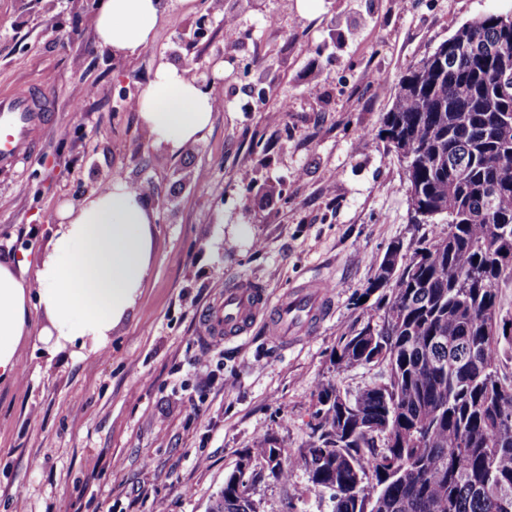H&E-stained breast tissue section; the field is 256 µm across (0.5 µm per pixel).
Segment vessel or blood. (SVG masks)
I'll return each instance as SVG.
<instances>
[{
	"mask_svg": "<svg viewBox=\"0 0 512 512\" xmlns=\"http://www.w3.org/2000/svg\"><path fill=\"white\" fill-rule=\"evenodd\" d=\"M51 104L44 89L31 85L0 93V170L16 167L32 151L50 118ZM332 297L316 280L271 299L267 290L254 282L239 280L225 288L223 299L207 313L209 331L233 340L265 320L271 340L282 342L283 332L317 328L329 315Z\"/></svg>",
	"mask_w": 512,
	"mask_h": 512,
	"instance_id": "b4317fda",
	"label": "vessel or blood"
}]
</instances>
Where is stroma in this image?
<instances>
[{
  "label": "stroma",
  "mask_w": 512,
  "mask_h": 512,
  "mask_svg": "<svg viewBox=\"0 0 512 512\" xmlns=\"http://www.w3.org/2000/svg\"><path fill=\"white\" fill-rule=\"evenodd\" d=\"M99 5L0 0V88L45 85L57 109L42 148L0 171V259L37 261L58 206L119 176L158 215L154 261L106 352L49 355L33 311L19 377L0 382V512H207L258 437L305 446L319 385L353 393L385 378L382 365H334L338 340L379 323L359 296L389 243L408 258L444 227L409 223L403 166L376 138L381 115L401 71L512 0H197L192 11L173 0L129 60L99 42ZM199 22L202 38L179 41ZM163 59L224 101L206 138L175 155L138 118ZM283 102L284 123H269ZM317 278L334 308L309 340L282 347L258 324L234 342L202 341L225 283L277 296ZM308 485L297 469L249 495L260 512H330Z\"/></svg>",
  "instance_id": "obj_1"
}]
</instances>
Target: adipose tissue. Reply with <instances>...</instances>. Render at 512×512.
Returning a JSON list of instances; mask_svg holds the SVG:
<instances>
[{
	"instance_id": "obj_1",
	"label": "adipose tissue",
	"mask_w": 512,
	"mask_h": 512,
	"mask_svg": "<svg viewBox=\"0 0 512 512\" xmlns=\"http://www.w3.org/2000/svg\"><path fill=\"white\" fill-rule=\"evenodd\" d=\"M167 0H104L95 21L101 43L119 59L146 49ZM216 99L186 69L160 62L139 99L149 138L170 152L202 141ZM44 253L27 272L23 261L0 260V380L14 378L17 352L32 309L45 318L40 331L49 354L67 345L106 349L114 327L133 313L150 275L156 214L147 197L121 178L79 203L66 202Z\"/></svg>"
}]
</instances>
